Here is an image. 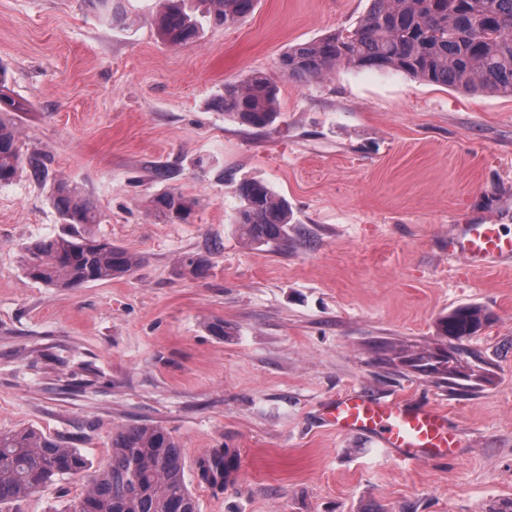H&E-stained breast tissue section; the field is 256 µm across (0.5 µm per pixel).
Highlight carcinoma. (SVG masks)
<instances>
[{"instance_id": "cac0c4a2", "label": "carcinoma", "mask_w": 512, "mask_h": 512, "mask_svg": "<svg viewBox=\"0 0 512 512\" xmlns=\"http://www.w3.org/2000/svg\"><path fill=\"white\" fill-rule=\"evenodd\" d=\"M160 3L158 35L172 46H186L205 22L238 24L254 11L256 0ZM338 65L402 72L431 84L512 97V0H371L351 31L297 44L280 60L282 74L298 82L320 79ZM218 107L225 116L257 129L273 126L280 115L277 87L262 73L224 84ZM25 109L26 103L12 96L9 70L0 63V186L28 173L50 181L51 203L65 224L56 236L22 247L25 274L49 287L73 288L132 272L134 255L90 233V225L100 223L91 200L77 186L50 176L47 155L24 151L13 113ZM235 192L241 202L236 224L244 238L259 248L285 240L291 221L288 202L259 181H243ZM196 207V199L176 191H164L148 202L151 216L164 224L189 222ZM181 269L200 276L207 263L187 254ZM488 320L479 307H461L440 320L438 333L461 341ZM421 367L447 373L448 356L433 353L421 359ZM236 471L235 455L216 449L199 462L198 479L223 488ZM75 475L87 476L88 488L71 512H198L179 443L160 426L118 429L112 434L109 461L94 471L79 449L39 431H0L1 507L30 497L57 478Z\"/></svg>"}]
</instances>
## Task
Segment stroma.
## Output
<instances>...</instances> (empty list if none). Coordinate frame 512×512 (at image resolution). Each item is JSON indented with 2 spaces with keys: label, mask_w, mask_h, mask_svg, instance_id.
<instances>
[{
  "label": "stroma",
  "mask_w": 512,
  "mask_h": 512,
  "mask_svg": "<svg viewBox=\"0 0 512 512\" xmlns=\"http://www.w3.org/2000/svg\"><path fill=\"white\" fill-rule=\"evenodd\" d=\"M0 0V61L29 151L101 214L92 230L138 265L52 288L21 269L22 245L60 233L50 186H0V430L36 429L104 463L130 424L168 430L199 512H495L512 501V262L469 267L448 241L463 224L512 238V98L400 72L338 66L282 76L289 47L349 30L369 0H257L183 47L158 39V0ZM275 77L281 115L259 130L213 102L225 83ZM168 167L174 176L155 177ZM263 181L292 210L288 238L255 248L235 219L237 183ZM197 198L191 223L162 224L146 198ZM208 262L199 277L179 260ZM491 316L449 341L441 318ZM223 324V335L212 327ZM447 350L455 375L413 367ZM357 391L442 411L451 455L404 462L323 406ZM235 450L232 484L197 465ZM83 476L0 512H68Z\"/></svg>",
  "instance_id": "35a3bbf8"
}]
</instances>
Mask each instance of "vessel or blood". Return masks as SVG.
<instances>
[{
  "instance_id": "b4317fda",
  "label": "vessel or blood",
  "mask_w": 512,
  "mask_h": 512,
  "mask_svg": "<svg viewBox=\"0 0 512 512\" xmlns=\"http://www.w3.org/2000/svg\"><path fill=\"white\" fill-rule=\"evenodd\" d=\"M452 243L454 253L474 267L512 255V239L502 238L492 224L465 225L453 234ZM325 415L337 429L371 434L379 447L408 462L444 455L459 445L458 434L438 411L401 400H370L347 393L328 402Z\"/></svg>"
}]
</instances>
